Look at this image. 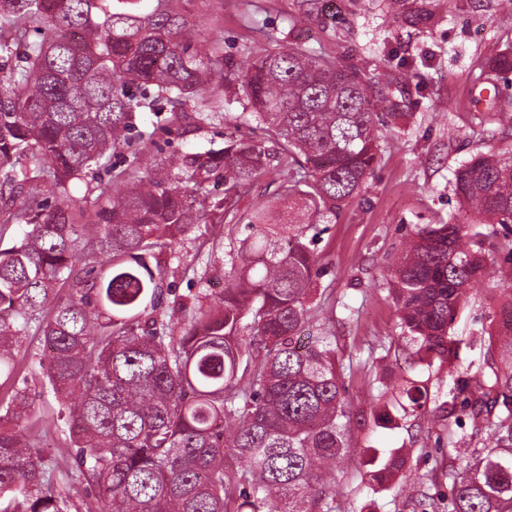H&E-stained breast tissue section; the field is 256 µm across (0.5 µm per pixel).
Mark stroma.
<instances>
[{
    "instance_id": "obj_1",
    "label": "stroma",
    "mask_w": 512,
    "mask_h": 512,
    "mask_svg": "<svg viewBox=\"0 0 512 512\" xmlns=\"http://www.w3.org/2000/svg\"><path fill=\"white\" fill-rule=\"evenodd\" d=\"M405 10H426L432 20L407 24L389 13L387 0H179L178 9L225 57L239 58L245 50L260 51L271 40L329 54L370 78L379 96L395 102L406 118L399 126L380 125V158L360 195L345 200L327 223L318 244L316 284L317 326L335 334L343 355L367 358L364 368L345 375L351 419V446L336 473L332 496L336 512H360L376 500L374 512H420L421 494L448 498L450 434L443 423L413 419L379 424V407L371 400L376 380L386 385L403 378L427 382L436 401L448 398L452 382L445 374L414 364L411 349L398 337V313L388 293L392 256L425 224H445L458 218L451 191L454 170L471 157L512 147V79L495 71L492 60L512 51V11L501 0H406ZM221 121L194 129L164 131V115L142 113L135 137L112 154L116 170L127 167L140 152L142 136L152 150L178 155L223 147L230 140L262 142L256 123L240 124L241 111L232 103ZM197 242L185 240L177 257L167 258L162 305L192 304L209 278L211 293H219L225 258L203 265L196 259ZM497 272L473 292L457 317L452 333L466 342L462 370H487L489 338L503 332L505 299L500 287H512V259L496 257ZM39 415L48 424L38 443L52 461L55 488L67 496L71 512H80L94 489L72 480L73 461L64 434L51 425L59 404L42 389L38 368L26 374ZM405 448L407 474L389 491L372 494L362 480L370 449Z\"/></svg>"
}]
</instances>
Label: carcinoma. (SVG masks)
I'll return each mask as SVG.
<instances>
[{
  "instance_id": "obj_1",
  "label": "carcinoma",
  "mask_w": 512,
  "mask_h": 512,
  "mask_svg": "<svg viewBox=\"0 0 512 512\" xmlns=\"http://www.w3.org/2000/svg\"><path fill=\"white\" fill-rule=\"evenodd\" d=\"M156 0H0V378L35 329L42 386L97 494L83 512H335L336 467L350 447L336 336L306 348L315 318L317 224L357 195L379 158L370 80L301 47L276 46L235 65L176 8ZM39 39H32L33 34ZM236 87L272 144L245 140L171 157L147 150L111 177L86 233L76 181L112 170L136 113L171 105L176 128L224 116L216 90ZM278 201L239 212L264 176ZM224 186L210 198L203 186ZM460 205L482 220L418 228L394 263L401 338L428 370L458 372L451 326L512 238V149L480 153L454 173ZM58 200L49 204V197ZM242 225L215 296L187 308L158 302L166 268L200 220ZM58 288L71 298L54 303ZM488 373L454 382L441 405L461 430L448 450V512H512V324ZM428 386L405 379L384 422L430 409ZM44 419L28 387L0 400V512H69L36 448ZM484 435L482 448L470 444ZM404 448L374 451L363 473L379 493L405 475Z\"/></svg>"
}]
</instances>
